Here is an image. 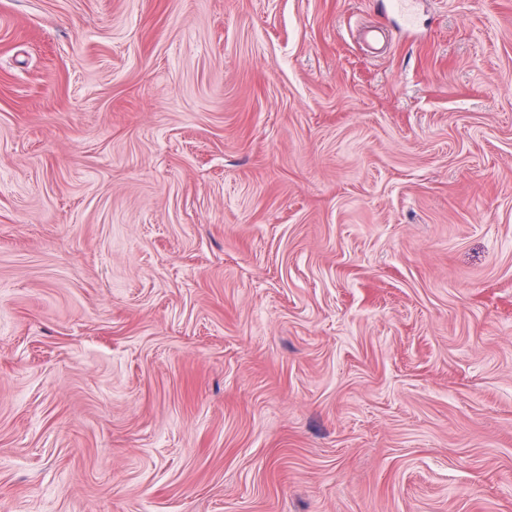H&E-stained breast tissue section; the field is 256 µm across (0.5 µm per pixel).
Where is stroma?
Masks as SVG:
<instances>
[{
    "label": "stroma",
    "instance_id": "1",
    "mask_svg": "<svg viewBox=\"0 0 512 512\" xmlns=\"http://www.w3.org/2000/svg\"><path fill=\"white\" fill-rule=\"evenodd\" d=\"M413 13L0 0V512H512V0Z\"/></svg>",
    "mask_w": 512,
    "mask_h": 512
}]
</instances>
